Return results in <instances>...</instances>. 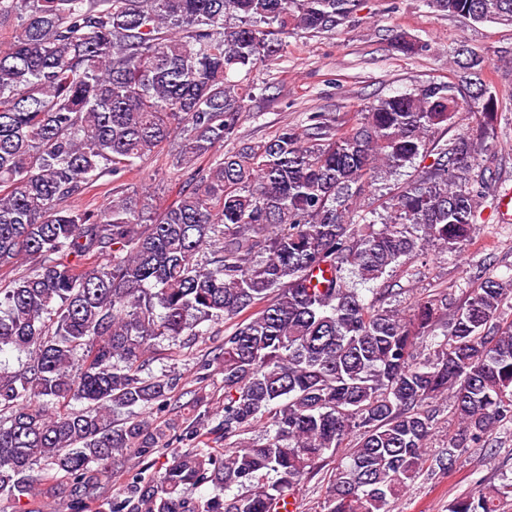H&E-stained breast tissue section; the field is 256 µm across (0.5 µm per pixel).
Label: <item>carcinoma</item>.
I'll list each match as a JSON object with an SVG mask.
<instances>
[{
  "instance_id": "cac0c4a2",
  "label": "carcinoma",
  "mask_w": 512,
  "mask_h": 512,
  "mask_svg": "<svg viewBox=\"0 0 512 512\" xmlns=\"http://www.w3.org/2000/svg\"><path fill=\"white\" fill-rule=\"evenodd\" d=\"M433 12L512 25V0H424ZM362 0H0V496L14 502L74 477L73 512L99 502L131 452L173 443L157 477L137 473L99 512H273L328 452L354 440L327 487V512H392L409 484L456 463L512 423V279L487 277L459 303L428 290L402 314L393 273L436 243L468 241L500 199L499 103L489 58L461 44L446 82L380 97L349 125L312 112L298 131L223 150L252 89L296 31H336ZM462 112L472 129L430 134ZM192 170L157 216L123 175L165 144ZM430 158L382 209L373 186ZM112 175L97 211L65 205ZM234 321L216 357L219 420H159L191 395L151 368L162 339ZM452 399L457 433L426 453L429 404ZM83 402L87 407L73 408ZM268 426L263 442L239 441ZM211 485L215 494L188 491ZM237 492H231V488ZM512 483L448 504L499 512Z\"/></svg>"
}]
</instances>
